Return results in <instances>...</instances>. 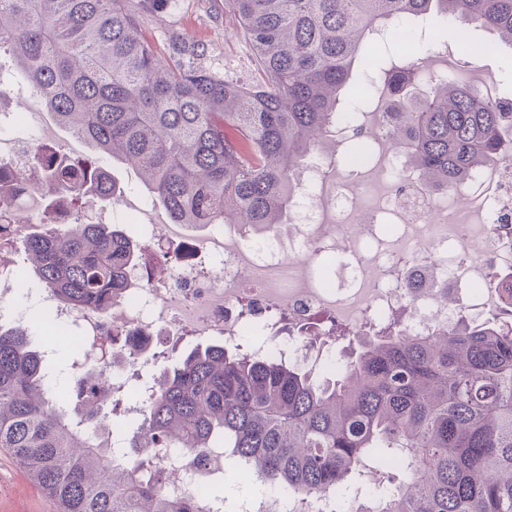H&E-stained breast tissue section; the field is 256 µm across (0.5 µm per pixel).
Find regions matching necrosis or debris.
<instances>
[{"label":"necrosis or debris","instance_id":"4bbe7bcc","mask_svg":"<svg viewBox=\"0 0 512 512\" xmlns=\"http://www.w3.org/2000/svg\"><path fill=\"white\" fill-rule=\"evenodd\" d=\"M378 160L326 180L319 161L297 175L299 191L286 232L252 235L228 225L209 226L187 246L186 261L150 263L129 269L124 295L108 313L65 305L41 295L35 311L15 305L27 285L12 257L0 256V320L15 324L37 315L55 329L59 345L75 352L80 367L102 372L99 393L123 400L127 420H140L146 395L134 376L155 367L154 341L177 343L187 325L198 334L223 337L236 347L244 318L240 299L249 295L262 337L259 355H272L315 373L326 371L330 355L305 339L299 322L320 311L363 325L367 318L404 320L415 336L434 335L460 315L484 319L500 289L490 273L512 282V174L495 165L479 167L453 191L425 189L388 137L378 135ZM40 204L55 223L74 219L68 193L45 194L36 187L16 192L0 222L14 236L26 227L18 211ZM425 280L446 284L457 303L439 304L422 288ZM136 337L140 356L129 362L113 344V364L100 358L95 340L107 331ZM163 466L160 490L196 497L217 476L210 456H189L183 448L151 451Z\"/></svg>","mask_w":512,"mask_h":512}]
</instances>
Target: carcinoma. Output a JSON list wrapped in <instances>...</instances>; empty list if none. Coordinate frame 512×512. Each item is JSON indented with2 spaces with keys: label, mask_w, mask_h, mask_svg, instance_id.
<instances>
[{
  "label": "carcinoma",
  "mask_w": 512,
  "mask_h": 512,
  "mask_svg": "<svg viewBox=\"0 0 512 512\" xmlns=\"http://www.w3.org/2000/svg\"><path fill=\"white\" fill-rule=\"evenodd\" d=\"M174 0H0V54L16 57L58 125L98 153L138 169L172 223H234L259 234L285 223L296 173L342 142L385 129L430 190L468 180L512 141V98L434 78L409 94L414 70L388 61L375 35L395 26L476 24L512 47V0H224L260 72L224 76L207 44L147 30ZM43 187L103 207L121 196L91 159L46 165ZM33 273L67 304L106 310L141 246L114 224L73 222L24 239ZM365 333L331 314L302 330L356 337L326 375L253 348L192 349L152 376L143 418L121 447L90 425L124 415L87 402L100 374L60 393L25 325L0 323V448L57 512H201L165 496L151 456L129 448L224 449V472L286 495L293 512L324 497L346 512H512V306L476 323L463 316L432 340L401 321L368 319ZM378 475L368 488L364 477Z\"/></svg>",
  "instance_id": "obj_1"
}]
</instances>
